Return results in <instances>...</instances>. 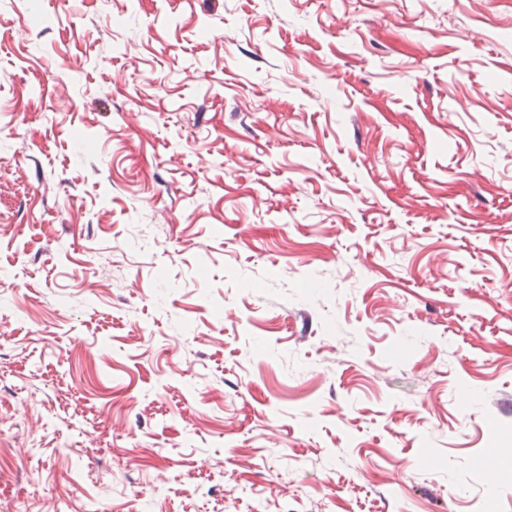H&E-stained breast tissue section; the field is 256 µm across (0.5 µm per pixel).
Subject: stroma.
I'll return each mask as SVG.
<instances>
[{
	"label": "stroma",
	"mask_w": 512,
	"mask_h": 512,
	"mask_svg": "<svg viewBox=\"0 0 512 512\" xmlns=\"http://www.w3.org/2000/svg\"><path fill=\"white\" fill-rule=\"evenodd\" d=\"M122 6L0 0V512H512V0Z\"/></svg>",
	"instance_id": "stroma-1"
}]
</instances>
